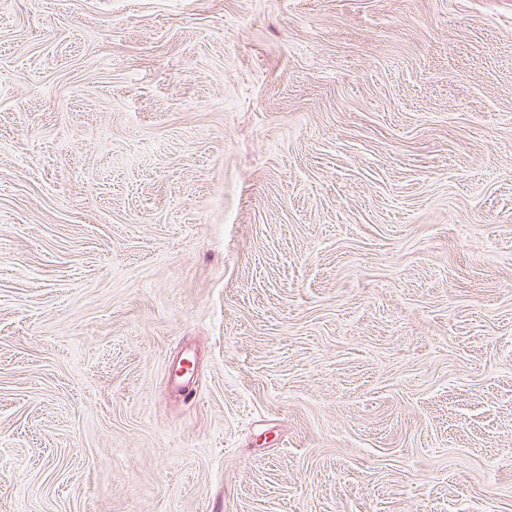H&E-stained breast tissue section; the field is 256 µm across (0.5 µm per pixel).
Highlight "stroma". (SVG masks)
Segmentation results:
<instances>
[{
    "mask_svg": "<svg viewBox=\"0 0 512 512\" xmlns=\"http://www.w3.org/2000/svg\"><path fill=\"white\" fill-rule=\"evenodd\" d=\"M0 512H512V0H7Z\"/></svg>",
    "mask_w": 512,
    "mask_h": 512,
    "instance_id": "1",
    "label": "stroma"
}]
</instances>
